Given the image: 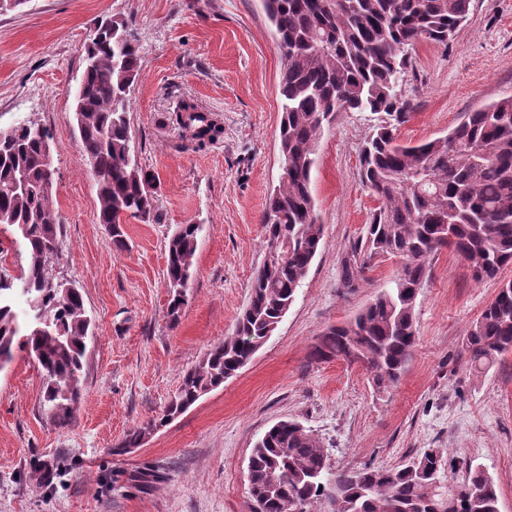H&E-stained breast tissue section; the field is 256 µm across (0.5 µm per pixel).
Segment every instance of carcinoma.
<instances>
[{
    "label": "carcinoma",
    "instance_id": "carcinoma-1",
    "mask_svg": "<svg viewBox=\"0 0 512 512\" xmlns=\"http://www.w3.org/2000/svg\"><path fill=\"white\" fill-rule=\"evenodd\" d=\"M472 0H263L283 60L279 156L282 174L265 214L266 261L257 270L235 329L182 378L164 414L133 429L112 454L139 447L198 394L222 385L249 361L251 345L275 330L296 298L322 239L311 173L324 127L338 112H372L379 124L360 155V178L378 205L364 243L343 265L353 287L378 260L398 259L386 288L352 321L328 328L310 353L314 361L362 364L378 389L396 384L415 344L418 289L430 260L448 248L475 277L493 278L512 264V97L493 101L448 134L411 144L399 139L411 102L402 94L412 67L409 50L446 43L467 20ZM75 97L82 156L97 185L100 224L125 247L128 218L157 222L154 176L131 156L130 90L140 46L122 17L96 29L86 45ZM183 136L199 147L223 126L193 101L176 115ZM49 131L25 119L0 129V224L15 228L11 248L25 260L21 274H0V361L15 349L35 359L45 384L43 406L69 418L80 398V372L90 319L76 288H53L61 220L52 200ZM200 228L184 224L166 246L168 314L179 322ZM512 349V282L469 327L464 351L474 368ZM141 486L163 481L151 468L127 474ZM247 489L255 512H498L492 477L479 465L451 481L434 453L399 467L332 471L319 439L300 423L273 425L248 458Z\"/></svg>",
    "mask_w": 512,
    "mask_h": 512
}]
</instances>
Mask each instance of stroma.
I'll return each mask as SVG.
<instances>
[{
  "mask_svg": "<svg viewBox=\"0 0 512 512\" xmlns=\"http://www.w3.org/2000/svg\"><path fill=\"white\" fill-rule=\"evenodd\" d=\"M126 18L141 47L131 92V149L155 176L160 223L128 219L124 250L98 223L96 188L80 151L73 93L83 46L98 23ZM403 87L412 102L399 137L443 136L465 113L512 97V0H472L445 44L418 43ZM281 53L261 0H27L0 14V128L34 120L50 132L52 199L62 218L55 267L91 319L82 396L60 422L40 403L44 375L25 351L0 369V512H253L250 452L271 426L294 420L319 438L332 470L400 466L433 451L454 481L482 465L512 512V351L486 370L464 353L467 328L512 265L476 279L450 250L431 260L416 301L417 342L399 380L378 391L369 372L310 360L329 327L352 320L396 270L376 264L357 287L341 270L377 202L358 176L377 122L341 112L326 127L311 175L323 238L297 297L251 361L139 448L112 450L159 416L183 375L235 327L264 260L263 215L278 183ZM216 114L223 137L185 140L177 107ZM201 230L178 324L168 317L166 245L180 225ZM164 479L144 488L127 473Z\"/></svg>",
  "mask_w": 512,
  "mask_h": 512,
  "instance_id": "stroma-1",
  "label": "stroma"
}]
</instances>
